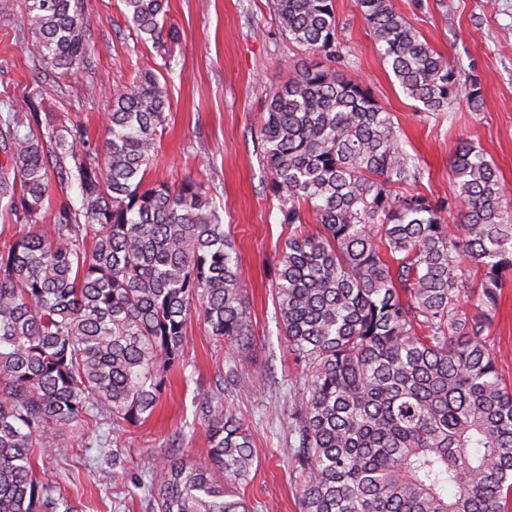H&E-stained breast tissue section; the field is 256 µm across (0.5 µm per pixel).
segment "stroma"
Masks as SVG:
<instances>
[{
    "instance_id": "1",
    "label": "stroma",
    "mask_w": 512,
    "mask_h": 512,
    "mask_svg": "<svg viewBox=\"0 0 512 512\" xmlns=\"http://www.w3.org/2000/svg\"><path fill=\"white\" fill-rule=\"evenodd\" d=\"M393 5L453 63L461 87L480 79L483 110L471 111L460 99L445 112L420 111L383 64L356 0H335L336 38L344 54L338 70L367 82L391 113L420 168L416 191L432 198L452 194L449 163L466 141L494 163L512 202V0H393ZM83 6L92 18L89 66L37 85L26 51L31 34L14 22L24 0H0V101L22 111L33 88H40L43 119L51 125L66 117L78 121L95 149L107 136L105 114L114 88L166 62L170 108L147 179L175 184L189 177L210 187L236 244L252 316L255 359L243 370L254 383L224 394L225 408L241 417L253 436L255 468L239 493L252 512H301L287 433L288 412L298 398V368L275 318L272 283L291 230L281 224L279 202L265 188L269 173L262 164L259 128L270 92L314 57L281 34L272 0H169L179 34L167 40L161 55L130 31L121 0H83ZM488 343L501 380L512 391V277L502 290ZM223 378V350L201 317L191 315L184 366L172 371L153 415L124 436L123 455L113 458L108 448L92 454L77 429L65 445L39 455L41 476L61 480L75 512H153L132 475L146 473L152 456L169 448L176 434L183 458L206 456L207 422L200 406Z\"/></svg>"
}]
</instances>
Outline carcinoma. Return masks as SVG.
<instances>
[{
    "label": "carcinoma",
    "instance_id": "cac0c4a2",
    "mask_svg": "<svg viewBox=\"0 0 512 512\" xmlns=\"http://www.w3.org/2000/svg\"><path fill=\"white\" fill-rule=\"evenodd\" d=\"M137 36L175 35L167 0H121ZM403 92L425 112L459 97L455 69L392 0H358ZM281 34L326 63L270 94L260 129L288 238L275 273L288 354L302 368L288 412L302 512H501L512 495V392L487 338L512 275V205L498 170L468 142L449 166L456 192L403 189L419 170L366 82L335 69L334 0H274ZM41 68L88 64L83 0H24L17 17ZM467 100L483 105L478 79ZM144 71L116 90L95 155L80 125L43 128L41 93L0 113V512H72L35 452L93 414L112 444L154 413L183 366L196 312L225 349L224 390L252 385L251 313L237 251L209 191L185 179L147 185L168 107ZM79 189V206L46 202ZM479 286L468 291L471 275ZM472 305L468 311L465 306ZM205 461L170 448L147 481L154 512H250L253 438L214 393Z\"/></svg>",
    "mask_w": 512,
    "mask_h": 512
}]
</instances>
